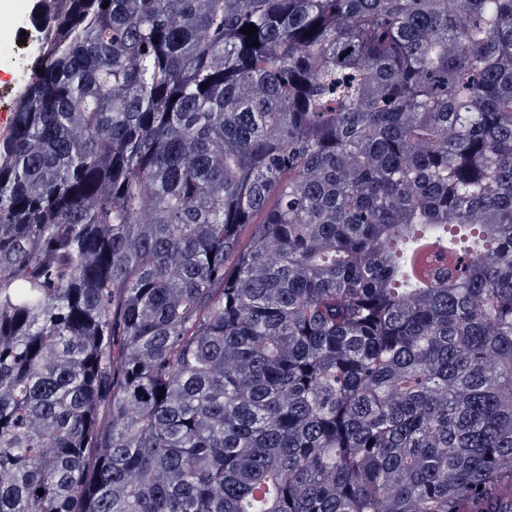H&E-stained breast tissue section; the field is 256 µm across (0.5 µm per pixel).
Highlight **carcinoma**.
<instances>
[{"label":"carcinoma","instance_id":"obj_1","mask_svg":"<svg viewBox=\"0 0 512 512\" xmlns=\"http://www.w3.org/2000/svg\"><path fill=\"white\" fill-rule=\"evenodd\" d=\"M31 25L0 136V512L494 492L512 0H37Z\"/></svg>","mask_w":512,"mask_h":512}]
</instances>
